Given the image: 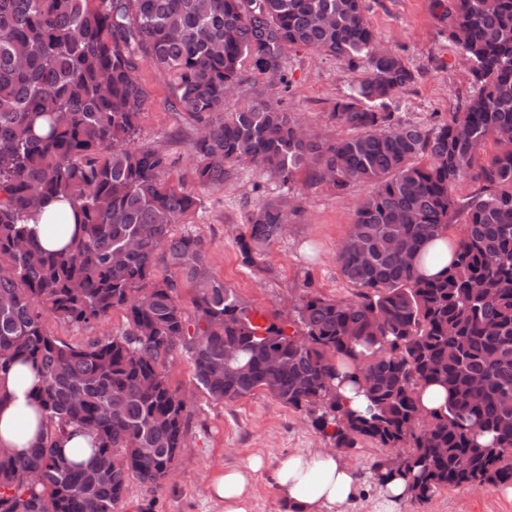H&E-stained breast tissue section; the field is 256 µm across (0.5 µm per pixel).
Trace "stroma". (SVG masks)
<instances>
[{
	"mask_svg": "<svg viewBox=\"0 0 512 512\" xmlns=\"http://www.w3.org/2000/svg\"><path fill=\"white\" fill-rule=\"evenodd\" d=\"M430 4L431 0H366L371 28L386 48L403 56L415 74L414 82L400 96L399 110L405 119L425 127L461 110L475 93L455 45ZM288 69L292 81L289 108L302 113L312 127L335 134L329 113L336 99L348 92L352 73L328 57L302 49L290 52ZM140 77L150 97L142 111L138 144L168 154L172 165L165 178L177 182L190 164L193 124L172 111L166 76L145 63ZM285 190L299 197L304 217L289 225L272 246L266 270H256L243 263L237 239L245 232L253 209ZM368 192V186L359 182L340 193L309 184L301 176L286 189L259 170L240 166L223 190L200 191L201 206L175 232L202 238L212 272L258 310L280 311L284 299L309 290L346 300L353 298L355 290L341 275L336 253L355 219L358 203ZM44 323L57 338L82 344L121 333L126 319L116 311L98 324L77 326L52 316ZM164 373L172 388L194 396L186 414L187 449L178 456L163 487L131 480L121 512H224L223 503L209 493L211 483L224 469L255 456L263 459L264 466L254 478L252 512H285L275 482L280 462L294 452L330 445L313 428L310 415L284 406L261 390L230 402L208 400L197 392L192 363L183 350L169 357ZM395 454V449L378 447L369 440L344 450L345 459L360 475L356 496L346 512H374L379 487L370 468ZM398 512H512V498L497 489H445L424 503L404 500Z\"/></svg>",
	"mask_w": 512,
	"mask_h": 512,
	"instance_id": "obj_1",
	"label": "stroma"
}]
</instances>
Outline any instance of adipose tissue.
<instances>
[{"instance_id":"adipose-tissue-1","label":"adipose tissue","mask_w":512,"mask_h":512,"mask_svg":"<svg viewBox=\"0 0 512 512\" xmlns=\"http://www.w3.org/2000/svg\"><path fill=\"white\" fill-rule=\"evenodd\" d=\"M73 223L67 202L54 201L45 206L29 229L47 249L66 245V237L51 232L57 218ZM455 241L448 235L430 239L416 261V271L425 277L441 275L454 259ZM38 378L25 366H15L0 377V447L8 448L19 458L28 457L42 435L41 414L32 401ZM263 465L252 458L243 468H230L212 483V493L224 503V512H249L250 479ZM359 476L336 452H296L281 461L276 470V484L287 512H330L331 508L349 503L356 494Z\"/></svg>"}]
</instances>
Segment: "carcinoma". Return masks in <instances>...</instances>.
Masks as SVG:
<instances>
[{"mask_svg":"<svg viewBox=\"0 0 512 512\" xmlns=\"http://www.w3.org/2000/svg\"><path fill=\"white\" fill-rule=\"evenodd\" d=\"M431 7L476 93L426 129L398 113L414 74L381 45L364 0H0V372L36 373L46 420L28 458L0 452V512H118L130 480L162 486L187 434L189 400L163 372L178 349L212 401L259 389L318 410L313 426L338 448L409 445L372 471L378 482L411 479L418 501L512 484V148L474 167L487 139L512 142V0ZM294 49L355 74L330 112L345 135L316 132L262 92L224 112L250 84L288 91ZM145 62L198 130L176 186L163 180L167 154L135 146L150 97ZM234 166L285 187L301 172L341 193L369 187L355 240L336 254L355 298L299 296L290 333L211 272L199 237L173 233L201 203L195 190L223 189ZM467 178L479 189L460 203L453 191ZM51 200L70 204L78 228L59 250L27 229ZM459 213L448 274L418 278L415 252ZM301 214L287 193L259 204L238 239L244 263L264 270ZM160 264L174 273L159 276ZM114 311L124 331L85 345L44 326L46 316L83 325ZM270 349L280 366L265 363ZM338 360L356 368L363 413L337 394ZM429 384L448 391L445 411L422 413L418 390ZM72 429L89 437L87 466L59 448ZM479 433L493 444L479 445Z\"/></svg>","mask_w":512,"mask_h":512,"instance_id":"cac0c4a2","label":"carcinoma"}]
</instances>
